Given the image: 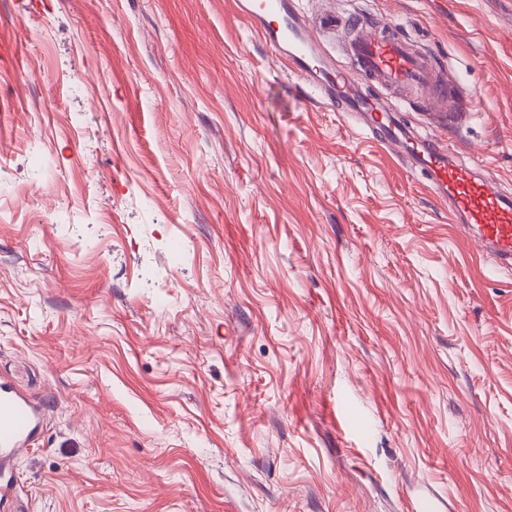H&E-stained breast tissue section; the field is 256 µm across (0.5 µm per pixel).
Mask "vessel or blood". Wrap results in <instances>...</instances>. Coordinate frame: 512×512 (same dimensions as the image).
<instances>
[{"instance_id": "obj_1", "label": "vessel or blood", "mask_w": 512, "mask_h": 512, "mask_svg": "<svg viewBox=\"0 0 512 512\" xmlns=\"http://www.w3.org/2000/svg\"><path fill=\"white\" fill-rule=\"evenodd\" d=\"M236 11L258 32L273 58L284 62L321 97L336 102L341 111L363 114L380 144L430 173L437 191L447 196L453 215L473 231L475 240L491 251L501 267L512 268V199L502 196L476 167L457 163L450 144L414 134L361 91V81L368 80L397 92L402 102H428L430 109L447 112L449 121H457L469 111L471 101L438 95L443 78L425 54L400 38L392 26L359 16L340 42L350 66L334 69L293 0H238ZM38 420L30 400L0 381L1 471L30 451Z\"/></svg>"}]
</instances>
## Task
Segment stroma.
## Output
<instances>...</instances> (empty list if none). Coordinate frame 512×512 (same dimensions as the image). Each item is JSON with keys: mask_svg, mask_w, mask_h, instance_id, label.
<instances>
[{"mask_svg": "<svg viewBox=\"0 0 512 512\" xmlns=\"http://www.w3.org/2000/svg\"><path fill=\"white\" fill-rule=\"evenodd\" d=\"M295 3L441 62L463 121L365 89L512 196V0ZM297 83L232 0H0V512H512V268ZM39 412L8 382L0 381V470L25 456L33 445Z\"/></svg>", "mask_w": 512, "mask_h": 512, "instance_id": "stroma-1", "label": "stroma"}]
</instances>
